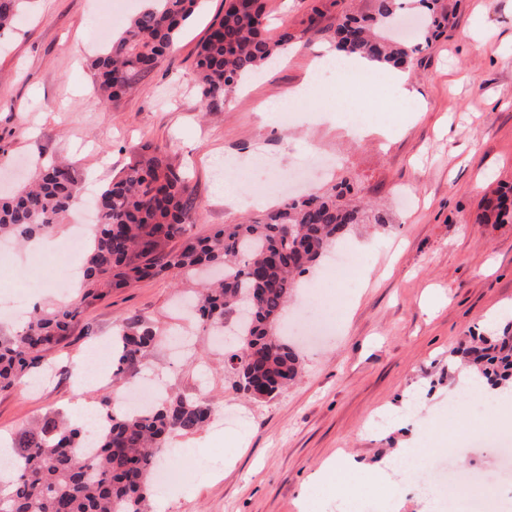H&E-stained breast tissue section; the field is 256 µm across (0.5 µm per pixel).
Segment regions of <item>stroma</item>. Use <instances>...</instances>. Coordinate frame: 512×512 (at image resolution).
Returning a JSON list of instances; mask_svg holds the SVG:
<instances>
[{
  "label": "stroma",
  "mask_w": 512,
  "mask_h": 512,
  "mask_svg": "<svg viewBox=\"0 0 512 512\" xmlns=\"http://www.w3.org/2000/svg\"><path fill=\"white\" fill-rule=\"evenodd\" d=\"M264 5L271 32L297 31L302 41L286 66L262 65L261 79L245 80L220 111L209 112L194 63L224 0H204L161 66L105 104L92 69L104 45L100 0H30L0 35V147L14 160L0 167V189L54 158L71 161L92 195L143 145H158L186 172L201 214L191 232L205 236L299 196L293 184L262 205L241 206L261 177L254 167L260 153L278 174L314 159L305 176L310 192L349 185L350 206L388 222L351 227L342 271L324 262L302 277L305 285L324 284L325 296L317 303L296 295L277 327L300 353V378L266 399L238 390L223 344L180 307L198 281L172 269L86 301L54 349L58 371L0 392V437L47 411L68 413L72 370L98 367L88 348L139 319L163 341L130 369L128 381L109 376L86 391L92 406L152 378L169 394L211 400L245 417L238 432L215 421L174 435L170 482L151 496L148 512H425L413 490L376 477L384 459L405 448H456L476 432L495 438L504 428L491 399L460 409L449 396L467 367L460 352L466 341L512 334L511 319L490 321L512 308V197L502 221H482L494 215L498 191L512 187V0H439L447 21L413 53L407 73L414 94L397 108L366 111L368 96L354 90L340 110L314 92L288 126L259 104L300 83L332 43L338 20L371 14L375 0ZM229 164L241 177L235 204L225 200L219 175ZM72 265L0 250V299L57 301L55 285ZM324 306L339 309L337 331L318 338L288 331L287 321L304 325ZM415 391L421 407L409 418L403 410ZM339 459L351 463L339 482L316 480L322 465Z\"/></svg>",
  "instance_id": "1"
}]
</instances>
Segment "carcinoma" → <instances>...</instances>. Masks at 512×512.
<instances>
[{"instance_id":"1","label":"carcinoma","mask_w":512,"mask_h":512,"mask_svg":"<svg viewBox=\"0 0 512 512\" xmlns=\"http://www.w3.org/2000/svg\"><path fill=\"white\" fill-rule=\"evenodd\" d=\"M26 0H0V31L10 29ZM202 0H152L133 16L120 36L93 62L102 102L120 98L134 80L159 67ZM398 0H376L369 17L346 15L336 25L338 49L400 68L416 46L386 35ZM263 0H224V14L211 26L195 62V76L206 107L217 109L251 71L303 35L283 29L272 35L264 23ZM115 174L95 200L97 221L83 273V297L101 298L176 268L192 276L204 265L220 266L223 279L199 294L196 315L208 328H224L239 317L241 347L227 368L245 394L271 397L300 373L295 350L274 331L296 277L306 273L352 224L359 210L342 202L340 186L295 198L244 224H224L196 237L199 221L193 192L183 173L164 163L159 147ZM81 187L73 165L53 162L36 168L31 185L0 196V239L25 241L50 235L78 200ZM181 240L178 249L165 251ZM83 301L34 307L21 329L0 333V391L14 389L32 368L50 365L48 355L81 314ZM154 329L141 321L120 327L112 350V372L145 359L155 343ZM492 381L512 379V336L492 344L475 337L465 352ZM104 425L96 451L80 461L86 429L51 412L20 432L10 477L0 482V512H146L148 480L163 461L170 438L203 428L216 412L204 401L170 397L155 407L124 412L102 399Z\"/></svg>"}]
</instances>
